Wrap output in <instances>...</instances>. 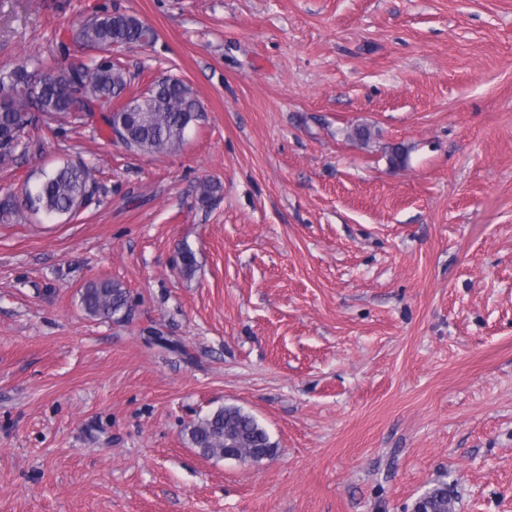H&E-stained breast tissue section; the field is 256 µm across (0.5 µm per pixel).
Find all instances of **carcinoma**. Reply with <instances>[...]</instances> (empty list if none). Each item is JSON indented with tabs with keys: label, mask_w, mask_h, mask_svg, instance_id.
I'll list each match as a JSON object with an SVG mask.
<instances>
[{
	"label": "carcinoma",
	"mask_w": 512,
	"mask_h": 512,
	"mask_svg": "<svg viewBox=\"0 0 512 512\" xmlns=\"http://www.w3.org/2000/svg\"><path fill=\"white\" fill-rule=\"evenodd\" d=\"M155 33L135 16L115 17L105 4L94 19H86L74 30L71 42L76 47H110L114 43L147 46ZM45 73L44 82L31 84L33 75ZM135 75L118 61L46 67L36 62L34 70L25 65L0 69V166L17 161L26 150L22 131L42 121L58 117L80 120L99 114L107 132L122 112H143L145 119L128 127V139L143 154L164 155L183 143L193 119L196 103L178 78H171L155 90H134ZM101 189L95 171L84 165L63 162L44 171L34 183L29 204L20 207L11 195L0 202V222L20 220L30 210L46 217L75 215ZM221 189L209 180L199 183L198 200L207 205ZM80 301L90 317L117 318L127 312L128 294L114 280L90 281L80 291ZM190 440L200 452L212 458L224 457L226 445L233 444L242 460H262L274 446L267 431L254 416L238 407H221L197 421L189 430ZM431 512H453L448 493L435 488L424 495Z\"/></svg>",
	"instance_id": "obj_1"
}]
</instances>
